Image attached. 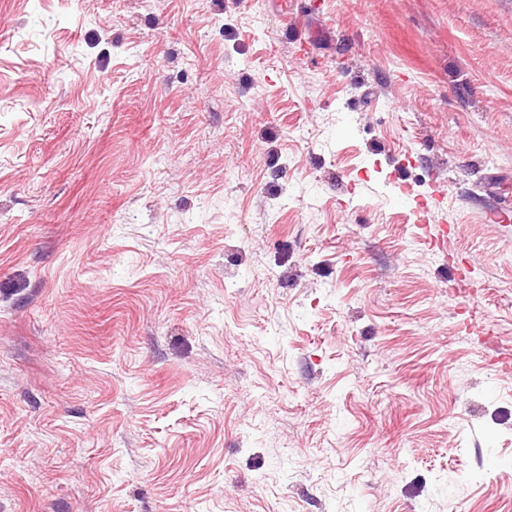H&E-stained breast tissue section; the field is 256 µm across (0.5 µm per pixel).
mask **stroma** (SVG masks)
<instances>
[{
    "label": "stroma",
    "instance_id": "1",
    "mask_svg": "<svg viewBox=\"0 0 512 512\" xmlns=\"http://www.w3.org/2000/svg\"><path fill=\"white\" fill-rule=\"evenodd\" d=\"M481 206L512 0H0V512H512Z\"/></svg>",
    "mask_w": 512,
    "mask_h": 512
}]
</instances>
